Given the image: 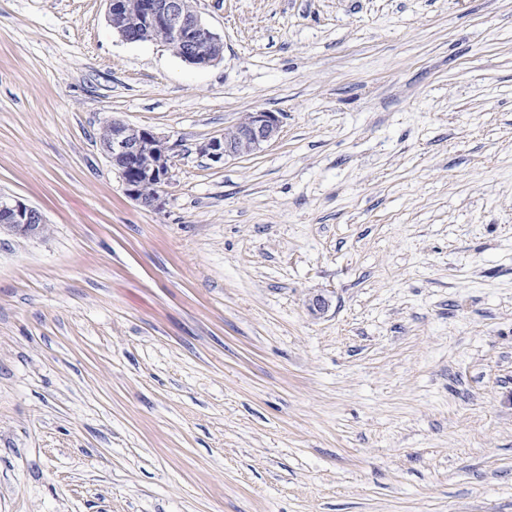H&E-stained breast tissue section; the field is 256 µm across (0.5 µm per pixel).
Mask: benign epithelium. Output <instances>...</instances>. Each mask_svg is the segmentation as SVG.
<instances>
[{"label":"benign epithelium","mask_w":512,"mask_h":512,"mask_svg":"<svg viewBox=\"0 0 512 512\" xmlns=\"http://www.w3.org/2000/svg\"><path fill=\"white\" fill-rule=\"evenodd\" d=\"M108 20L112 29L127 42L152 41L171 48L185 62L205 67L223 58L224 42L206 24L188 0H142L140 10L130 13L122 0H108ZM107 135L101 141L105 155L119 174L125 193L141 205L157 209L161 192L171 178L175 164L172 146L153 130L120 120L106 123ZM278 118L271 112L246 113L231 131L200 145V153L213 160L241 157L254 152L279 136ZM157 185V192L146 197L141 186ZM42 212L18 197L0 194V234L23 238L44 235Z\"/></svg>","instance_id":"benign-epithelium-1"}]
</instances>
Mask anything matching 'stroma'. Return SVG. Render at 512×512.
Wrapping results in <instances>:
<instances>
[{"label": "stroma", "mask_w": 512, "mask_h": 512, "mask_svg": "<svg viewBox=\"0 0 512 512\" xmlns=\"http://www.w3.org/2000/svg\"><path fill=\"white\" fill-rule=\"evenodd\" d=\"M195 7L202 68L0 0V193L48 225L0 236V512H512V0ZM279 132V120L273 113L248 112L231 131H224V136L203 142L199 151L213 160L241 157L276 139ZM106 126L107 135L104 126L100 132L101 147L119 174L125 193L144 207L159 208L161 192L169 183L175 164L172 146L148 128L114 119ZM144 155L154 157L151 166H138V160ZM145 183L157 185V192L151 197L142 194L141 186Z\"/></svg>", "instance_id": "obj_1"}]
</instances>
